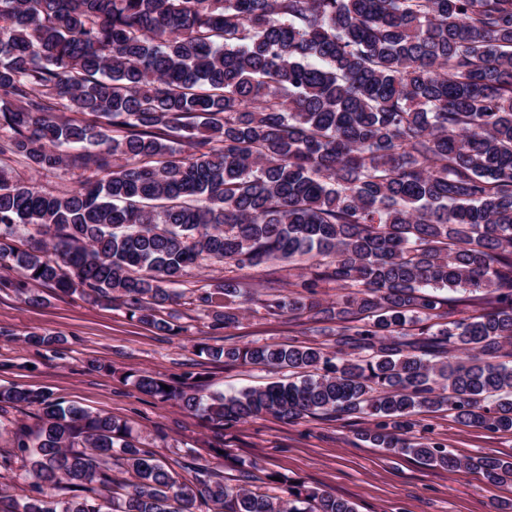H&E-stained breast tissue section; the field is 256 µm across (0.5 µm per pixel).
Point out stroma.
<instances>
[{"label": "stroma", "mask_w": 512, "mask_h": 512, "mask_svg": "<svg viewBox=\"0 0 512 512\" xmlns=\"http://www.w3.org/2000/svg\"><path fill=\"white\" fill-rule=\"evenodd\" d=\"M224 275L220 264L188 271L170 306L179 327L174 334L157 332L129 319L124 309L94 304L77 293L41 288L40 302L33 305L2 289L0 386L42 391L112 416L126 423L140 446L168 460L187 448L209 454L216 441H224L230 456L219 466L226 477H235L242 467L261 479L279 471L347 499L357 512H495L498 502H512V482L490 488L479 474L426 466L373 447L362 437L370 425L363 417L288 422L264 415L220 432L176 402L139 392L127 373L146 371L167 380L190 373L211 394L262 387L284 377L278 370L211 361L199 354L202 345L333 344L334 322L270 316L257 304L235 327L212 330L189 300ZM32 332L58 334L63 341L52 349L35 347L26 341ZM420 420L424 437L445 444L457 456H512V434L461 425L445 411L423 413Z\"/></svg>", "instance_id": "stroma-1"}]
</instances>
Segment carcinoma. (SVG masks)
<instances>
[{"label":"carcinoma","instance_id":"1","mask_svg":"<svg viewBox=\"0 0 512 512\" xmlns=\"http://www.w3.org/2000/svg\"><path fill=\"white\" fill-rule=\"evenodd\" d=\"M207 261L234 272L193 300L212 329L253 301L239 271L286 261L292 291L261 307L336 317L335 345L202 346L294 377L206 397L143 372L138 390L219 427L360 415L377 448L512 482L511 456L412 435L442 409L512 433V0H0V270L17 273L0 288L169 332L164 304ZM24 406L38 423L8 432L0 469L28 494L1 488L0 512H357L279 472L278 496L244 469L231 485L191 448L170 464L108 415L0 387V418Z\"/></svg>","mask_w":512,"mask_h":512}]
</instances>
